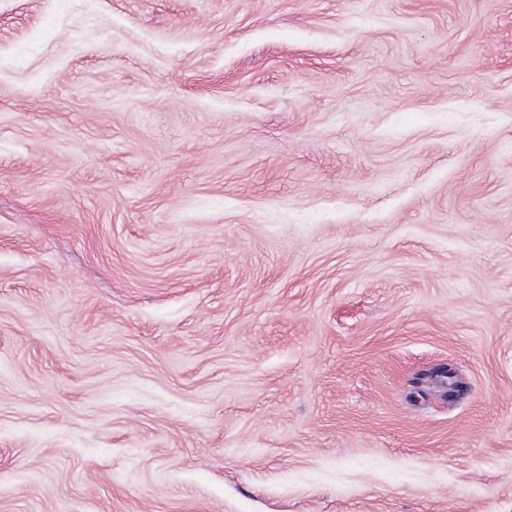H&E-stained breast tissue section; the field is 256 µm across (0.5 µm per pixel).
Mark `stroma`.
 I'll use <instances>...</instances> for the list:
<instances>
[{"mask_svg": "<svg viewBox=\"0 0 512 512\" xmlns=\"http://www.w3.org/2000/svg\"><path fill=\"white\" fill-rule=\"evenodd\" d=\"M0 512H512V0H0Z\"/></svg>", "mask_w": 512, "mask_h": 512, "instance_id": "stroma-1", "label": "stroma"}]
</instances>
